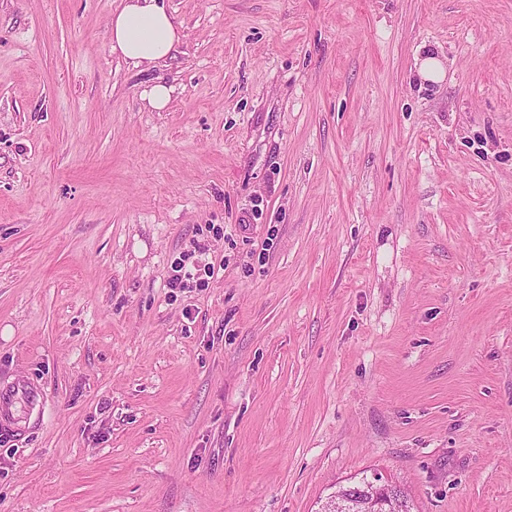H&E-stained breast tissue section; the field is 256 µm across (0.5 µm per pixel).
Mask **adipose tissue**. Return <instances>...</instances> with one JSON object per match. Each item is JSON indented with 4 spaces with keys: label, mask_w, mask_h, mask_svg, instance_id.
<instances>
[{
    "label": "adipose tissue",
    "mask_w": 512,
    "mask_h": 512,
    "mask_svg": "<svg viewBox=\"0 0 512 512\" xmlns=\"http://www.w3.org/2000/svg\"><path fill=\"white\" fill-rule=\"evenodd\" d=\"M109 35L112 52L136 66L171 58L182 37L163 0H121L112 14Z\"/></svg>",
    "instance_id": "ef3b65f1"
}]
</instances>
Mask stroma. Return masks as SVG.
Here are the masks:
<instances>
[{
  "label": "stroma",
  "instance_id": "obj_1",
  "mask_svg": "<svg viewBox=\"0 0 512 512\" xmlns=\"http://www.w3.org/2000/svg\"><path fill=\"white\" fill-rule=\"evenodd\" d=\"M119 4L0 0V512H512V0ZM120 1L109 25L112 52L135 66H153L171 58L182 33L164 0ZM418 75L424 82H438L444 76V69L437 54L426 52L419 57ZM221 269H224V265L221 263L218 266L213 262H207L203 265L197 264L195 266V274H192L191 272H185L183 276L181 274H175L170 278L168 286L169 288H186L183 278L187 277L188 279L196 278V288H207L209 285V279H212L215 276L217 277ZM21 399L30 405L38 403L40 408L41 393L29 385L3 386L0 387V424L1 411L5 416L11 412L13 404ZM396 484L383 482L382 478L374 474L362 487L352 484L339 486L325 503L324 512H347L346 505L356 493L362 495L364 512H402L401 497L398 489H393ZM351 494H354L351 496ZM398 494V495H397Z\"/></svg>",
  "mask_w": 512,
  "mask_h": 512
}]
</instances>
